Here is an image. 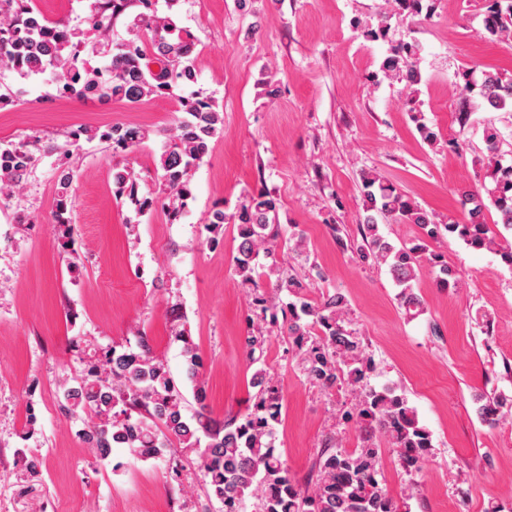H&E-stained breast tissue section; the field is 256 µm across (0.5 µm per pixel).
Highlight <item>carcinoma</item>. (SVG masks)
<instances>
[{
  "mask_svg": "<svg viewBox=\"0 0 512 512\" xmlns=\"http://www.w3.org/2000/svg\"><path fill=\"white\" fill-rule=\"evenodd\" d=\"M180 0H94L88 27L72 26L65 20L37 23L31 0H0V64L22 75L48 74L61 94L78 100L126 101L173 96L182 117L166 133L158 161L157 194L138 195L126 171L115 174V195L127 198L135 217L161 207L171 218L187 212L193 199L192 171L204 162L211 141L223 131L224 117L211 97L201 90L178 95L176 90L197 78L196 45L178 26L175 14ZM397 9L411 15L431 11L432 0H393ZM136 6L129 38L119 42L107 36L127 9ZM483 29L493 41H512V0H491L482 18ZM99 57L93 65L85 52ZM420 45L400 41L389 48L379 71L389 79L405 82L411 93V111L424 141L437 142L439 135L417 109L421 74L415 64ZM462 92L475 93L490 111L512 112V74L495 68L462 73ZM146 132L115 124L105 130L83 128L72 134L80 139H99L122 151L136 145ZM501 134L495 127L485 130L488 152L483 180L458 190L463 219L435 223L433 216L395 187L377 176L360 177L366 215L361 218L364 245L359 257L387 267L398 299L407 310H419L421 301L414 282L422 267L430 269L440 288L456 287L459 273L444 257L430 250L429 240L448 235L475 250L494 252L512 268V246L503 248L487 222L495 211L494 224L512 230V165L499 159ZM34 163L30 144L0 147V183L20 185ZM73 171L63 169L58 179L56 223L69 231L74 197ZM274 200L259 196L239 205L231 215L213 211L206 229L210 243L218 242L222 226L236 228L234 266L244 285L255 284L259 255L271 260L268 276L274 278V297L255 298L260 318L268 328L248 337L249 353L263 349L267 337L288 339V350L300 360L305 379L325 392L348 388L355 402L342 414L359 433V446L349 451L328 445L303 488L289 473L278 451L282 395L279 387L260 369L252 378L258 388L252 409L243 417L214 419L206 404L202 382L203 364L192 341L178 329L174 339L184 344L185 379L191 385L197 408L186 414V397L165 365L151 356L146 345L140 351L117 350L89 364L73 385L58 390L60 406L83 427L78 435L103 462L114 448H126L137 460L164 457L173 443L196 452L211 495L224 505V512H241L247 491L260 492L262 512H400L382 475L384 448L396 454L400 467L411 472L433 450L430 431L420 423L407 398L392 387L377 390L370 384L374 361L360 337L343 318L345 296L336 291L319 300L308 296L307 284L280 263L272 226L276 220ZM404 223L418 226L423 235L399 245L379 232V225ZM512 413V400L495 397L479 408L481 420L496 424Z\"/></svg>",
  "mask_w": 512,
  "mask_h": 512,
  "instance_id": "1",
  "label": "carcinoma"
}]
</instances>
